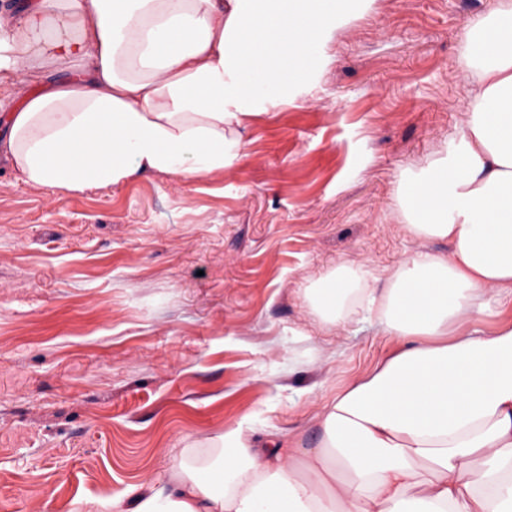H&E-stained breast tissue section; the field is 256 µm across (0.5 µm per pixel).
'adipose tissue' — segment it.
Listing matches in <instances>:
<instances>
[{
  "instance_id": "obj_1",
  "label": "adipose tissue",
  "mask_w": 512,
  "mask_h": 512,
  "mask_svg": "<svg viewBox=\"0 0 512 512\" xmlns=\"http://www.w3.org/2000/svg\"><path fill=\"white\" fill-rule=\"evenodd\" d=\"M365 0H31L0 10V161L82 192L146 174L193 179L242 157L253 118ZM462 148L406 175L407 233L448 245L389 274L339 262L306 290L329 325L362 313L397 350L325 404L315 439L257 444L249 420L187 448L166 476L88 512H512V0L467 40ZM60 77L34 91L25 72ZM512 320V301L506 299L501 305L476 317V326L483 330H492L500 322Z\"/></svg>"
}]
</instances>
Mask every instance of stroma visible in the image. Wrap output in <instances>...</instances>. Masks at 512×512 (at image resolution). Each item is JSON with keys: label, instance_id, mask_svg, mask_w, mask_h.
<instances>
[{"label": "stroma", "instance_id": "stroma-1", "mask_svg": "<svg viewBox=\"0 0 512 512\" xmlns=\"http://www.w3.org/2000/svg\"><path fill=\"white\" fill-rule=\"evenodd\" d=\"M496 6L372 0L314 94L253 119L221 175L53 193L0 164V512L129 495L245 415L256 439L313 438L397 342L323 324L304 290L418 250L399 182L458 149L468 32Z\"/></svg>", "mask_w": 512, "mask_h": 512}]
</instances>
